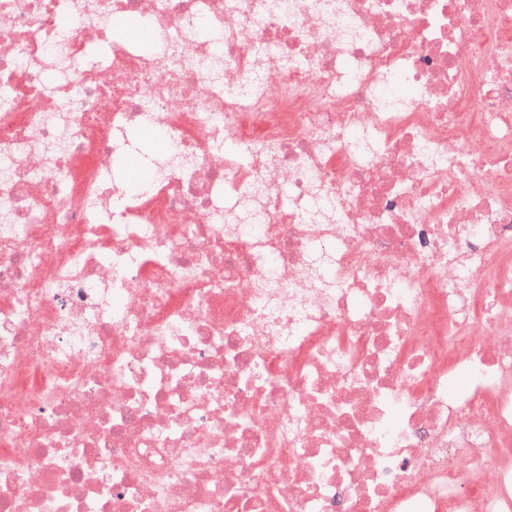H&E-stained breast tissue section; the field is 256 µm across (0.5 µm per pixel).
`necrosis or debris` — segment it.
Listing matches in <instances>:
<instances>
[{
    "mask_svg": "<svg viewBox=\"0 0 512 512\" xmlns=\"http://www.w3.org/2000/svg\"><path fill=\"white\" fill-rule=\"evenodd\" d=\"M0 512H512V0H0Z\"/></svg>",
    "mask_w": 512,
    "mask_h": 512,
    "instance_id": "obj_1",
    "label": "necrosis or debris"
}]
</instances>
